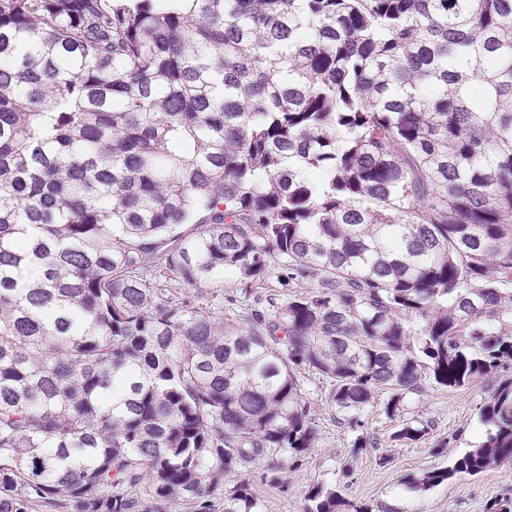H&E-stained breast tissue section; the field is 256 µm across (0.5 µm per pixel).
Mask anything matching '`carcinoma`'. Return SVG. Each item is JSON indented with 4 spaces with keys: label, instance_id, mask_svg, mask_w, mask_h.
Returning a JSON list of instances; mask_svg holds the SVG:
<instances>
[{
    "label": "carcinoma",
    "instance_id": "obj_1",
    "mask_svg": "<svg viewBox=\"0 0 512 512\" xmlns=\"http://www.w3.org/2000/svg\"><path fill=\"white\" fill-rule=\"evenodd\" d=\"M226 272L285 293L160 287ZM509 365L512 0H0V512H260L304 374L357 452ZM479 418L410 485L512 466V377ZM170 278L172 279L165 281L163 278L161 280L162 284L167 286L163 288H169L172 293L180 298L188 296L199 306L208 309L221 308L224 304V318L233 315L234 311L240 310V301L244 300L241 293L242 286L237 278L229 273H224V278L220 281L198 285L197 287L185 286L173 275Z\"/></svg>",
    "mask_w": 512,
    "mask_h": 512
}]
</instances>
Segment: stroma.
<instances>
[{
	"instance_id": "35a3bbf8",
	"label": "stroma",
	"mask_w": 512,
	"mask_h": 512,
	"mask_svg": "<svg viewBox=\"0 0 512 512\" xmlns=\"http://www.w3.org/2000/svg\"><path fill=\"white\" fill-rule=\"evenodd\" d=\"M178 297H188L206 308H223L225 315L238 310L242 300L241 286L233 275L196 287L183 285L178 279L166 282ZM308 399L321 428V440L301 462L286 464L279 472H269L264 463H256L241 472L260 504V512H302L308 489L316 482L338 483L344 497L367 505L370 512H486L494 500L512 501V467L488 470L476 477H456L428 490L415 492L406 488L409 476L447 467L452 455L464 452L481 436L484 427L479 420V406L487 397V382L451 392L430 390L414 404L416 416L428 421L431 430L426 439L399 444L390 438L397 421L380 413L365 418L366 431L376 433L379 449L353 451V433L337 424L336 410L328 404L318 382L307 385ZM448 438L447 454L432 451L434 443ZM390 461L379 465L380 454ZM348 467L349 477H342L341 467Z\"/></svg>"
}]
</instances>
